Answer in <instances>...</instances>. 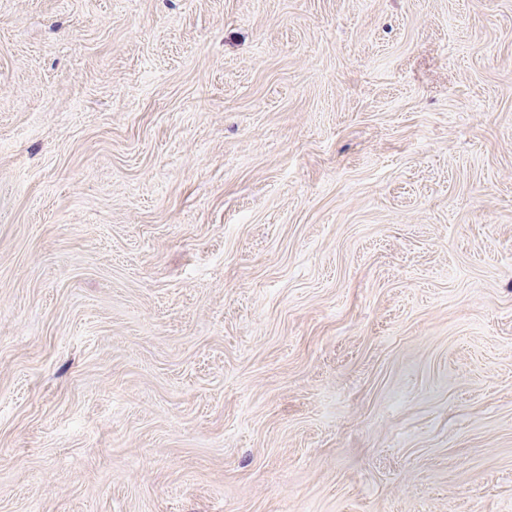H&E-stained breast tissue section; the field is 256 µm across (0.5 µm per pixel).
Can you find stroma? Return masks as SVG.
<instances>
[{
    "label": "stroma",
    "mask_w": 512,
    "mask_h": 512,
    "mask_svg": "<svg viewBox=\"0 0 512 512\" xmlns=\"http://www.w3.org/2000/svg\"><path fill=\"white\" fill-rule=\"evenodd\" d=\"M0 512H512V0H0Z\"/></svg>",
    "instance_id": "1"
}]
</instances>
